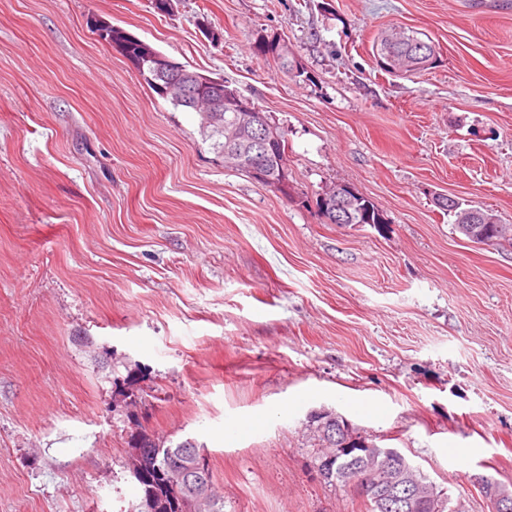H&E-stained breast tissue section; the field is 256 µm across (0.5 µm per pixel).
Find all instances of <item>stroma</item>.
<instances>
[{
    "label": "stroma",
    "mask_w": 512,
    "mask_h": 512,
    "mask_svg": "<svg viewBox=\"0 0 512 512\" xmlns=\"http://www.w3.org/2000/svg\"><path fill=\"white\" fill-rule=\"evenodd\" d=\"M97 19L265 112L288 195L227 167ZM389 27L437 67L381 71ZM334 184L383 223H325ZM441 194L512 224V0H0V512H140L138 429L195 441L224 512H367L318 474L315 410L491 512L473 478L512 486V249Z\"/></svg>",
    "instance_id": "stroma-1"
}]
</instances>
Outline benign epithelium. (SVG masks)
Here are the masks:
<instances>
[{"label": "benign epithelium", "instance_id": "benign-epithelium-1", "mask_svg": "<svg viewBox=\"0 0 512 512\" xmlns=\"http://www.w3.org/2000/svg\"><path fill=\"white\" fill-rule=\"evenodd\" d=\"M165 94L176 104H190L215 128L224 132V154L244 159V152L256 144L266 146L260 158L249 161L252 178L278 192L288 190L285 168L278 155L288 148L261 109L237 93L222 89V82L201 79L183 72L181 79L166 81ZM321 213L331 224H349L361 210V201L343 184L325 186L317 194ZM459 224H498L490 211L472 209L458 213ZM317 433L326 439L327 448L316 469L332 483L353 488L370 498L377 512H425L443 501L441 492L404 454L396 448H383L353 435L348 422L329 412L315 414ZM176 464L169 477L185 486L194 512H209L210 482L206 458L195 442L187 439L169 449ZM475 481L489 499L494 512H512V488L486 475Z\"/></svg>", "mask_w": 512, "mask_h": 512}]
</instances>
